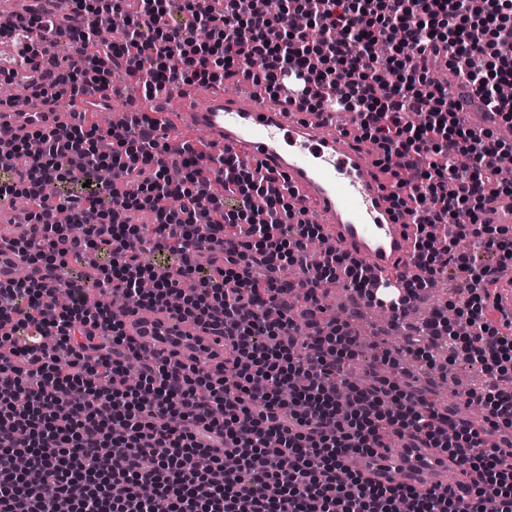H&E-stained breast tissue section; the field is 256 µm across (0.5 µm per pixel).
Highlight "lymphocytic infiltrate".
Segmentation results:
<instances>
[{
    "label": "lymphocytic infiltrate",
    "mask_w": 512,
    "mask_h": 512,
    "mask_svg": "<svg viewBox=\"0 0 512 512\" xmlns=\"http://www.w3.org/2000/svg\"><path fill=\"white\" fill-rule=\"evenodd\" d=\"M102 13L126 19L107 43L94 28ZM61 28L72 44L63 62L40 47ZM0 39L11 53L0 82L33 72L28 90L67 98L76 118L21 137L0 126V203L29 201L18 233L0 235V253H20L29 268L0 282V512H156L160 501L167 512H485L490 502L512 512V440L496 439L512 431V334L486 314L490 284L512 268V238L488 206L512 198V185L484 163L512 143L475 132L429 77L433 64L458 66L512 129V99L498 92L512 80V0H254L248 15L237 0H72L57 17L25 9ZM103 59L124 66L148 102L242 77L272 98L293 92L302 112L355 113L396 205L417 216L416 272L392 324L436 277L459 279L465 305L450 318L432 312L408 351L432 366L444 342L449 360L480 364L486 381L464 401L485 409L483 426L404 380L356 384L358 338L348 323L321 321L318 296L340 280L373 307L372 278L338 250L308 264L323 229L278 176L187 141L170 146L145 111L100 151L104 133L79 98L111 88ZM21 152L27 164L13 170ZM467 238L505 261L477 264L457 248ZM257 265L265 280L253 277ZM288 266L298 276L286 285ZM116 292L131 307L222 330L223 362H141L112 316ZM29 330L54 348L18 346ZM395 438L446 452L466 483L421 490L347 467Z\"/></svg>",
    "instance_id": "obj_1"
}]
</instances>
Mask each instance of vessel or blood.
Segmentation results:
<instances>
[{
    "label": "vessel or blood",
    "mask_w": 512,
    "mask_h": 512,
    "mask_svg": "<svg viewBox=\"0 0 512 512\" xmlns=\"http://www.w3.org/2000/svg\"><path fill=\"white\" fill-rule=\"evenodd\" d=\"M64 113L51 112L43 98L0 109V124L14 133L68 122ZM204 132L225 155L287 177L297 195L296 209L306 219L323 225L338 248L362 260L373 274L375 293H397L414 266L415 214L392 204L387 176L372 155L371 146L357 137L351 119L335 112L296 111L284 99L270 100L260 92L248 97L217 93L203 104L184 97L176 128ZM492 302L501 315L512 316V272L491 288ZM128 335L143 346L177 349L206 367L224 357V337L212 328L187 329L171 312L138 311L129 316ZM352 469L381 480L409 476L419 488L443 486L448 478V456L435 448H402L380 455L350 459Z\"/></svg>",
    "instance_id": "b4317fda"
}]
</instances>
